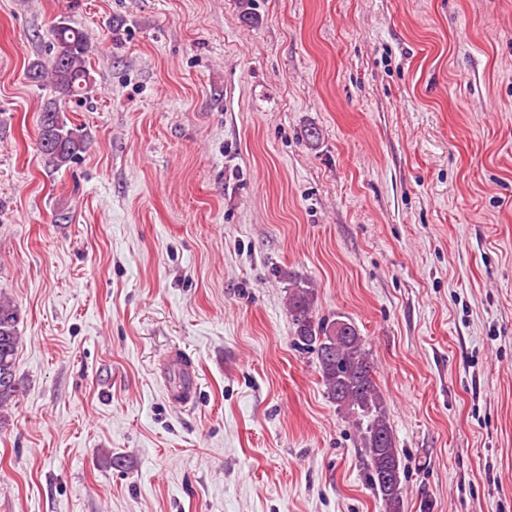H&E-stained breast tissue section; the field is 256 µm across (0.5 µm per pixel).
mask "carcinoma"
Returning a JSON list of instances; mask_svg holds the SVG:
<instances>
[{"mask_svg":"<svg viewBox=\"0 0 512 512\" xmlns=\"http://www.w3.org/2000/svg\"><path fill=\"white\" fill-rule=\"evenodd\" d=\"M51 36L50 56L32 63L28 72L33 79L50 80L60 95V100L43 107L38 132L40 153L60 169L76 162L87 149L85 138L68 126L66 105H78L85 99L91 46L85 32L64 18L53 24ZM288 314L294 327V344L316 355L328 399L353 419L367 462L366 481L381 501L383 512H403L401 459L364 337L349 320L317 317L313 289L305 284H292ZM20 321L17 305L0 297V373H9L12 380L9 385L0 383V410L20 392L15 373Z\"/></svg>","mask_w":512,"mask_h":512,"instance_id":"cac0c4a2","label":"carcinoma"}]
</instances>
